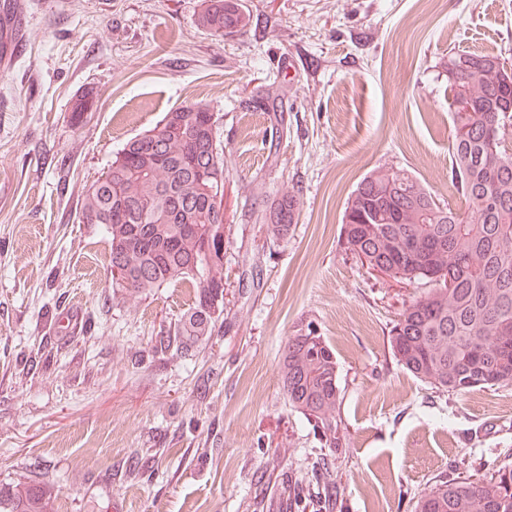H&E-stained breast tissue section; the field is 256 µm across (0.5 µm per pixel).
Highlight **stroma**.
<instances>
[{
  "mask_svg": "<svg viewBox=\"0 0 512 512\" xmlns=\"http://www.w3.org/2000/svg\"><path fill=\"white\" fill-rule=\"evenodd\" d=\"M14 2L28 40L0 70V484L49 483L54 512H287L290 484L316 489L320 444L279 355L310 322L342 389L333 512H411L448 467L504 463L512 384L440 396L397 365L389 330L420 290L363 268L342 219L386 167L465 209L443 62L512 59V0H244L257 27L224 37L201 0ZM193 102L220 118L230 232L221 329L187 361L153 340L191 290L113 292L108 236L79 207L127 140ZM287 191L300 213L274 244L256 216Z\"/></svg>",
  "mask_w": 512,
  "mask_h": 512,
  "instance_id": "35a3bbf8",
  "label": "stroma"
}]
</instances>
